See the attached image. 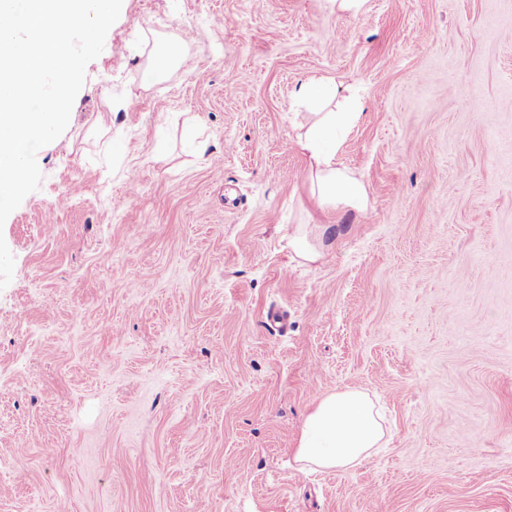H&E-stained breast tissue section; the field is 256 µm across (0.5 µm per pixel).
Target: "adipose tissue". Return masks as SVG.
Returning <instances> with one entry per match:
<instances>
[{
    "label": "adipose tissue",
    "instance_id": "ef3b65f1",
    "mask_svg": "<svg viewBox=\"0 0 512 512\" xmlns=\"http://www.w3.org/2000/svg\"><path fill=\"white\" fill-rule=\"evenodd\" d=\"M363 116L358 99L350 97L337 112H314L298 127L296 143L310 164V194L323 211L365 213L363 183L337 155L346 135ZM385 443L382 417L367 394L336 390L321 397L302 427L295 460L303 468L332 470L362 463Z\"/></svg>",
    "mask_w": 512,
    "mask_h": 512
}]
</instances>
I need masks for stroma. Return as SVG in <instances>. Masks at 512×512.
<instances>
[{"mask_svg":"<svg viewBox=\"0 0 512 512\" xmlns=\"http://www.w3.org/2000/svg\"><path fill=\"white\" fill-rule=\"evenodd\" d=\"M312 79L364 105L365 215L310 201ZM37 163L0 227V512H512V0H123ZM300 224L336 225L321 259ZM346 388L385 447L300 469ZM179 46L176 44L167 45L158 51L152 59L150 69L155 76L165 73L172 65L177 63ZM332 92V86L315 80L301 82L294 90L297 100L309 104L320 103L328 99ZM312 231L308 224H301L288 238V247L301 259L313 261L321 255V250L312 242L310 236Z\"/></svg>","mask_w":512,"mask_h":512,"instance_id":"1","label":"stroma"}]
</instances>
